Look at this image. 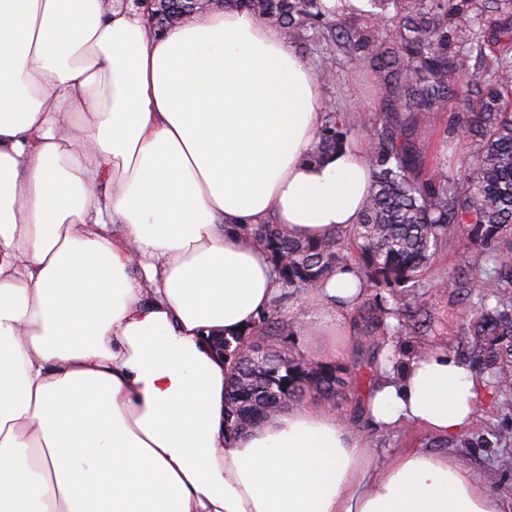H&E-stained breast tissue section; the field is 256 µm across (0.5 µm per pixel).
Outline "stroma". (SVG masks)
Instances as JSON below:
<instances>
[{"mask_svg": "<svg viewBox=\"0 0 512 512\" xmlns=\"http://www.w3.org/2000/svg\"><path fill=\"white\" fill-rule=\"evenodd\" d=\"M293 47L322 75V111L346 115L351 130L350 141L368 140L384 121L379 110L382 91L370 74L357 69L348 57L337 52L323 38L297 39ZM461 109L458 99H449L447 111L430 116L418 129L416 145L428 152L426 163L419 172L420 178L457 179L470 166L473 148L457 127ZM470 259L471 252L465 240H449L423 274L419 301L409 300L401 305L399 319L406 324V339L415 351L445 350L465 363H472L466 307L476 291L460 287L454 281L456 272ZM280 300V316L288 323L290 333L265 339V347L289 359H310L301 332L309 313L301 290H282ZM341 318L346 333L337 339V365L364 372L387 361H402L396 337L384 334L375 340L367 337L354 308L342 310ZM424 319L429 320V329L419 328V321ZM479 381L486 390L480 415L468 430L453 438H439L416 426L371 430L363 404L364 394L349 385L339 389L327 405L343 413L355 428L370 431L378 456L391 455L405 448L456 455L462 457L476 474H493V491L511 498L512 394L499 392L489 375H481Z\"/></svg>", "mask_w": 512, "mask_h": 512, "instance_id": "obj_1", "label": "stroma"}]
</instances>
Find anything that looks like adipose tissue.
I'll return each mask as SVG.
<instances>
[{
    "label": "adipose tissue",
    "mask_w": 512,
    "mask_h": 512,
    "mask_svg": "<svg viewBox=\"0 0 512 512\" xmlns=\"http://www.w3.org/2000/svg\"><path fill=\"white\" fill-rule=\"evenodd\" d=\"M319 79L283 30L213 7L151 34L134 5L0 0V512H512L455 457L375 461L296 404L226 426L210 336L280 288L254 237L358 224L362 145L313 159ZM356 270L304 289L335 358ZM484 389L441 351L366 397L379 430H467Z\"/></svg>",
    "instance_id": "obj_1"
}]
</instances>
